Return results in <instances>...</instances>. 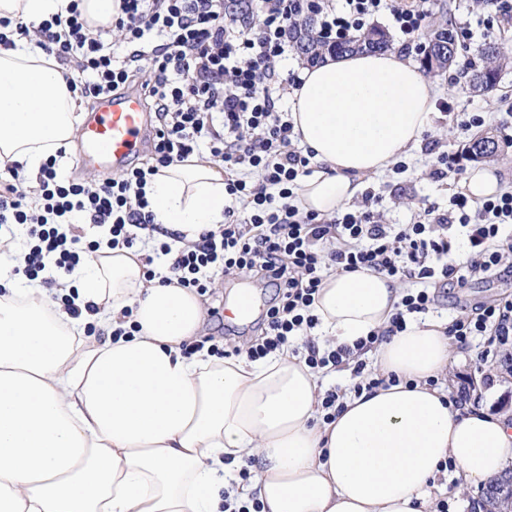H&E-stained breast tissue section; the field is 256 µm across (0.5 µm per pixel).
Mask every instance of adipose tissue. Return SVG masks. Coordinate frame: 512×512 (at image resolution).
<instances>
[{
  "label": "adipose tissue",
  "instance_id": "obj_1",
  "mask_svg": "<svg viewBox=\"0 0 512 512\" xmlns=\"http://www.w3.org/2000/svg\"><path fill=\"white\" fill-rule=\"evenodd\" d=\"M69 0H0V17H67ZM294 132L318 168L298 206L323 217L359 199L373 175L418 145L438 90L399 50L329 57L299 72ZM79 105L35 42L0 46V168L28 178L70 149ZM160 230L185 242L224 222V168L197 155L145 186ZM142 250L101 247L62 286L11 280L0 295V512H221L225 497L262 512H431L446 462L455 497L512 470V415L457 407L443 383L454 345L445 321L408 322L369 352L398 384L348 395L320 418L321 376L289 350L218 359L184 344L203 307L149 280ZM92 313L70 318L55 295ZM403 295L367 270L327 276L315 296L319 342L354 345L388 327ZM131 309L140 330L115 337ZM106 334L93 342L86 323ZM252 461L241 480L235 465Z\"/></svg>",
  "mask_w": 512,
  "mask_h": 512
}]
</instances>
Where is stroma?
Segmentation results:
<instances>
[{
  "instance_id": "obj_1",
  "label": "stroma",
  "mask_w": 512,
  "mask_h": 512,
  "mask_svg": "<svg viewBox=\"0 0 512 512\" xmlns=\"http://www.w3.org/2000/svg\"><path fill=\"white\" fill-rule=\"evenodd\" d=\"M430 20L451 21L457 30H468L465 44L477 49L484 39L483 21L490 10L479 0H422ZM439 91V108L430 130L423 139L436 143L438 150L462 152L473 137V130L463 129L461 122L470 112L482 113L484 128L501 135L512 136V68L503 72L497 87L485 93L470 92L462 62H455L450 70L434 75ZM431 156L421 148H413L407 158V170L397 174L391 171L375 176L371 187L380 196L378 208L387 223L404 224L414 217L418 208L427 203L447 206L448 198L460 191V184L450 180L431 178ZM248 287L256 296L260 308H267L274 298L273 287L240 276L234 280L220 279L218 286L209 287L204 301V336L224 337V305L236 288ZM512 300V272L503 273L492 280H471L464 287L442 292L439 298V318L452 320L472 314L482 304ZM480 345H457L455 356L448 368V391L459 403L489 402L492 410L512 413V338L506 344H492L486 361H479Z\"/></svg>"
}]
</instances>
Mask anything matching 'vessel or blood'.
Wrapping results in <instances>:
<instances>
[{
    "instance_id": "vessel-or-blood-1",
    "label": "vessel or blood",
    "mask_w": 512,
    "mask_h": 512,
    "mask_svg": "<svg viewBox=\"0 0 512 512\" xmlns=\"http://www.w3.org/2000/svg\"><path fill=\"white\" fill-rule=\"evenodd\" d=\"M147 133L140 93L101 98L82 123L77 161L126 167L143 150Z\"/></svg>"
}]
</instances>
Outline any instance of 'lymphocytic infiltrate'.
I'll return each instance as SVG.
<instances>
[{
  "label": "lymphocytic infiltrate",
  "mask_w": 512,
  "mask_h": 512,
  "mask_svg": "<svg viewBox=\"0 0 512 512\" xmlns=\"http://www.w3.org/2000/svg\"><path fill=\"white\" fill-rule=\"evenodd\" d=\"M263 20L251 30L230 15L226 0H120L119 14L108 26L91 27L71 0L66 19L39 24H11L0 18V45L15 38L37 42L66 65L68 90L98 100L140 82L159 124L151 153L142 166L100 183L62 178L55 158H48L34 193H27L17 167L0 177V241L24 228L27 250L15 273L56 286L98 250L84 241L85 224L108 227L110 247H133L142 232H154V218L144 188L162 168L207 149L224 165V188L232 203L224 224L200 233L198 242L179 247L158 243L146 257L147 278H155V257L165 260L178 286L205 293L210 273H260L283 295L271 308L261 343L248 348L256 359L281 350L292 337L317 326L315 296L328 269L367 268L407 282L386 332L375 331L354 346L326 350L308 345L305 364L316 371L350 369L351 392L389 384L397 376L369 378L364 356L384 334L406 328L409 316L435 306V290L464 285L470 277H488L503 265L494 247L512 225V193L475 201L452 194L447 209L429 205L406 224L383 221L379 197L366 191L362 202L330 218L302 212L297 190L312 172V151L298 146L287 112L278 103L286 87L299 86L298 75H282L277 63L294 47L291 30L312 18L317 37L336 44L389 14L406 41L418 38L426 14L420 6L398 0H259ZM120 41L125 53L113 50ZM151 76L139 80L142 63ZM466 228L469 254L459 263L450 256L453 226ZM494 331L512 335V302L488 306L475 317L455 318L448 334L457 343Z\"/></svg>",
  "instance_id": "1"
}]
</instances>
